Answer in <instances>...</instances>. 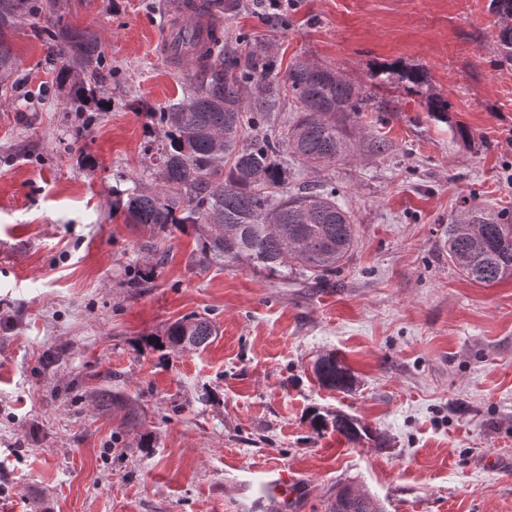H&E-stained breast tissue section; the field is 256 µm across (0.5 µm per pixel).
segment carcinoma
Instances as JSON below:
<instances>
[{
    "label": "carcinoma",
    "mask_w": 512,
    "mask_h": 512,
    "mask_svg": "<svg viewBox=\"0 0 512 512\" xmlns=\"http://www.w3.org/2000/svg\"><path fill=\"white\" fill-rule=\"evenodd\" d=\"M64 0H0V83L16 69L6 34L23 18L44 19L52 48L64 60L57 87L71 99L86 86L72 78L75 69L96 78L105 68L98 37L68 24ZM198 13L208 20L224 15V0H202ZM184 54L199 73L181 102L161 111L144 100L133 106L151 119V136L161 135L157 187L135 183L116 190L117 204L128 223L152 236L176 232L194 237L200 262L222 266L245 264L271 278L291 275L325 280L336 274L356 240V227L336 203V191L309 188L288 193V154L310 168L327 167L353 148L349 125L368 106L363 88L329 68L297 62L285 83L299 103L291 123L276 122L282 88L274 73L271 47L246 58L227 56L218 40L201 52L192 25L182 28ZM501 62H512V26L501 27L495 44ZM376 78L397 79L414 87L424 84L416 69L380 70ZM444 246L448 258L470 280L495 284L512 279V214L470 205L464 218L448 225ZM217 335L215 323L188 315L161 335L144 338L157 351L205 349ZM319 383L349 392L355 376L336 354L314 367ZM308 423L320 435L336 433L349 443L370 436L353 415L313 410Z\"/></svg>",
    "instance_id": "obj_1"
}]
</instances>
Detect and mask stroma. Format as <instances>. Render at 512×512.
I'll list each match as a JSON object with an SVG mask.
<instances>
[{"label": "stroma", "mask_w": 512, "mask_h": 512, "mask_svg": "<svg viewBox=\"0 0 512 512\" xmlns=\"http://www.w3.org/2000/svg\"><path fill=\"white\" fill-rule=\"evenodd\" d=\"M164 3L67 0L68 23L97 34L109 64L94 104L55 89L62 61L42 20L7 35L18 68L0 88V512H266L258 481L275 467L298 479L296 512H329L343 486L383 512H512V280L470 281L444 248L465 203L512 210V65L494 55L490 0H291L280 16L234 0L228 52L270 43L279 77L303 60L370 96L353 155L320 170L291 161L288 182L335 188L357 240L327 281H284L200 265L178 233L157 241L166 259L141 283L148 234L114 195L152 183L156 166L132 102H178L194 69L159 52ZM389 67L428 81L373 84ZM432 95L449 120L430 116ZM193 313L218 328L205 350L166 362L135 350ZM329 352L353 391L318 382ZM106 382L138 405L141 430L93 408ZM205 388L214 402L197 401ZM314 407L357 416L383 446L313 434Z\"/></svg>", "instance_id": "35a3bbf8"}]
</instances>
